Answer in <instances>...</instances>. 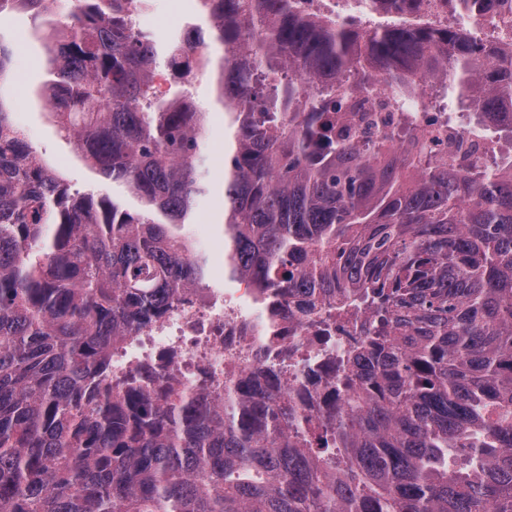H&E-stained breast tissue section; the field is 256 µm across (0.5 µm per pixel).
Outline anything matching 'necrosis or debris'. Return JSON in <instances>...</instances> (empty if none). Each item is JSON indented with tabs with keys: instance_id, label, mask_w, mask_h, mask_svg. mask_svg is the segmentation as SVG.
Masks as SVG:
<instances>
[{
	"instance_id": "4bbe7bcc",
	"label": "necrosis or debris",
	"mask_w": 512,
	"mask_h": 512,
	"mask_svg": "<svg viewBox=\"0 0 512 512\" xmlns=\"http://www.w3.org/2000/svg\"><path fill=\"white\" fill-rule=\"evenodd\" d=\"M254 293V285L243 281L232 290L182 295L161 320L113 345V383L148 368L158 382L214 395L223 393L225 378L274 363L285 383L304 392L312 388L311 371L326 357L343 356L363 342L355 332L337 334L328 344L319 340L317 331L334 312L335 297L325 298L312 316L289 303L273 323L256 316Z\"/></svg>"
}]
</instances>
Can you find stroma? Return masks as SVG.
I'll use <instances>...</instances> for the list:
<instances>
[{
  "mask_svg": "<svg viewBox=\"0 0 512 512\" xmlns=\"http://www.w3.org/2000/svg\"><path fill=\"white\" fill-rule=\"evenodd\" d=\"M170 0H150V12L162 16L163 22L149 26L148 31L159 43L169 37L186 22L195 20L193 0H179L177 10H170ZM46 17H34L24 11H13L0 15V38L11 51V72L5 84L6 92L0 95L12 115L22 119L28 139L43 158L65 179L71 192L92 193L112 191L114 197L129 210H139V203L121 186H113L98 178L77 156L73 146L59 138L46 118L39 93L48 79V62L43 45L38 37L45 29ZM193 99L203 108L211 107V85L201 78L191 87ZM210 124L204 134L200 168L211 192L200 198L194 209L187 231L196 225H216L223 210L224 200L219 189L224 182V113L212 109Z\"/></svg>",
  "mask_w": 512,
  "mask_h": 512,
  "instance_id": "obj_1",
  "label": "stroma"
}]
</instances>
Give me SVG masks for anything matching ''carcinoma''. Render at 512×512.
<instances>
[{"mask_svg":"<svg viewBox=\"0 0 512 512\" xmlns=\"http://www.w3.org/2000/svg\"><path fill=\"white\" fill-rule=\"evenodd\" d=\"M70 0L44 36L57 133L141 203L77 197L0 101V512H512V46L465 25L500 0H453L454 24L363 28L300 0H195L164 48L130 5ZM54 0H0L40 15ZM387 76L394 121L337 124L346 83ZM212 78L224 150V277L259 285L268 319L340 292L363 320L360 372L312 381L313 418L272 371L224 399L153 373L108 378L112 342L146 328L208 262L182 233L207 191L209 113L182 86ZM473 109L469 136L424 155L417 77Z\"/></svg>","mask_w":512,"mask_h":512,"instance_id":"1","label":"carcinoma"}]
</instances>
